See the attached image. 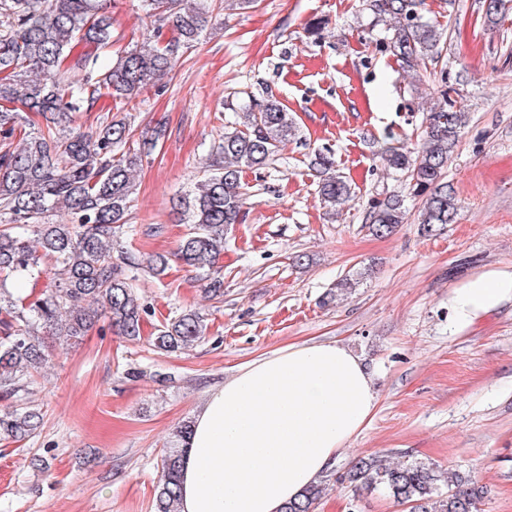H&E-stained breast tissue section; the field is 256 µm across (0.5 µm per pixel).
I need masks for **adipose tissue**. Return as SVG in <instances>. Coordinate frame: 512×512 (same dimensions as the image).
<instances>
[{"label":"adipose tissue","instance_id":"ef3b65f1","mask_svg":"<svg viewBox=\"0 0 512 512\" xmlns=\"http://www.w3.org/2000/svg\"><path fill=\"white\" fill-rule=\"evenodd\" d=\"M510 304L512 267H486L449 291L448 320L463 333ZM376 403L372 374L339 343L291 345L244 365L193 418L181 512H281L332 466Z\"/></svg>","mask_w":512,"mask_h":512}]
</instances>
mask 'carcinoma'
<instances>
[{
  "label": "carcinoma",
  "instance_id": "1",
  "mask_svg": "<svg viewBox=\"0 0 512 512\" xmlns=\"http://www.w3.org/2000/svg\"><path fill=\"white\" fill-rule=\"evenodd\" d=\"M257 0H142L153 37L123 52L103 70L101 52L112 45L108 0H0V135L12 140L0 154V396L18 399L26 378L50 361L44 330L60 344H75L107 313L118 335L140 339L143 314L134 282L138 263L112 255L116 225L127 223L135 173L148 153L126 148L131 117L104 118L94 131L73 127L75 115L102 97L126 103L174 70L194 47L214 16L244 10ZM424 0H369L377 18L391 21L390 52L416 78L441 56L445 30L423 14ZM503 0L483 3L485 22L498 24ZM448 75L440 73L442 103L426 113L422 143H395L389 132L380 150L388 168L405 176L410 198L419 202L420 230L433 236L454 223L458 201L448 182V161L466 127L454 109ZM31 112L45 127L23 131ZM298 134L295 116L274 95H250L238 106L234 126L212 146L203 177L186 202L188 232L173 256L203 276L210 296H223L220 258L228 228L246 205L243 169L269 166L281 146ZM318 193L334 215L351 197V185L336 173L329 153H318ZM64 210L69 222L52 221ZM401 195L371 203L366 223L371 234L391 235L405 223ZM36 239L29 241L28 232ZM54 288L32 302L13 299L7 284L44 270ZM207 325L188 309L157 329L154 345L178 352L205 338ZM43 416L26 403L0 410V440H21L37 430ZM191 421L173 431L161 458L154 512H179L180 477ZM354 490L381 489L408 512H479L484 487L468 476L421 459L389 463L380 455L357 458L339 476ZM326 490L320 480L288 501L282 512H316Z\"/></svg>",
  "mask_w": 512,
  "mask_h": 512
}]
</instances>
